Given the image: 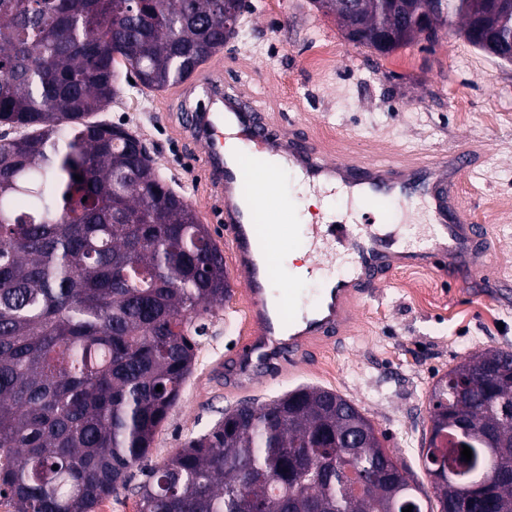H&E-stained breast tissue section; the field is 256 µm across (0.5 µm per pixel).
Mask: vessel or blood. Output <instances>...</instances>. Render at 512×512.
I'll list each match as a JSON object with an SVG mask.
<instances>
[{
	"instance_id": "vessel-or-blood-1",
	"label": "vessel or blood",
	"mask_w": 512,
	"mask_h": 512,
	"mask_svg": "<svg viewBox=\"0 0 512 512\" xmlns=\"http://www.w3.org/2000/svg\"><path fill=\"white\" fill-rule=\"evenodd\" d=\"M190 85L204 97L180 112L181 133L203 152L209 220L221 227L248 310V335L224 362L225 388H249L304 357L311 343L339 339L355 305L398 270L431 267L454 284L478 274L485 230L460 200V180L478 163L471 149L415 161L361 154L333 159L305 134L299 117L256 110L248 80H240L235 96H225L222 64L197 71ZM273 157L310 189L342 193L355 208L351 219L300 227L296 206L279 192L278 174L269 165ZM414 197L424 199L433 219L430 240L416 249L402 245L395 213ZM299 232L314 258L309 276L319 275L320 256L340 250L349 259L343 273L322 277L309 304L300 302L297 289L276 290L270 283L286 236Z\"/></svg>"
}]
</instances>
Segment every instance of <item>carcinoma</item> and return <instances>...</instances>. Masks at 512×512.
Returning a JSON list of instances; mask_svg holds the SVG:
<instances>
[{
	"label": "carcinoma",
	"instance_id": "1",
	"mask_svg": "<svg viewBox=\"0 0 512 512\" xmlns=\"http://www.w3.org/2000/svg\"><path fill=\"white\" fill-rule=\"evenodd\" d=\"M312 3L346 28L345 0ZM244 8L0 0V495L14 512H93L126 487L180 400L205 316L224 306L206 225L138 136L91 117L117 99L122 67L150 91L185 81L238 35ZM418 11L512 51V0H357L345 37L389 54ZM507 356L476 351L432 385L423 461L441 469L437 511L358 406L301 386L225 409L147 473L138 512H448L466 505L465 483L512 512Z\"/></svg>",
	"mask_w": 512,
	"mask_h": 512
}]
</instances>
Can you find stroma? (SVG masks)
<instances>
[{"label": "stroma", "mask_w": 512, "mask_h": 512, "mask_svg": "<svg viewBox=\"0 0 512 512\" xmlns=\"http://www.w3.org/2000/svg\"><path fill=\"white\" fill-rule=\"evenodd\" d=\"M217 58L225 93H235L239 74H253L257 106L301 117L330 157L395 151L410 159L479 149L477 173L463 180L461 195L489 235L484 267L475 281L454 288L431 269L396 272L377 298L358 308L342 340L311 345L296 365L228 391L218 366L248 320L242 278L225 261L229 293L210 316L179 403L147 458L132 468L130 489L103 498L94 512H137L133 486L190 438L208 432L225 407L264 402L306 384L358 405L411 480L430 490L420 450L433 382L469 353L512 350V61L487 55L445 27L436 41L417 40L384 56L348 42L335 18L310 0H247L238 36ZM119 82L120 101L103 119L131 126L176 192L201 210L202 154L178 141L170 126L181 105H195L196 91L178 101L169 88L140 92L126 74Z\"/></svg>", "instance_id": "1"}]
</instances>
